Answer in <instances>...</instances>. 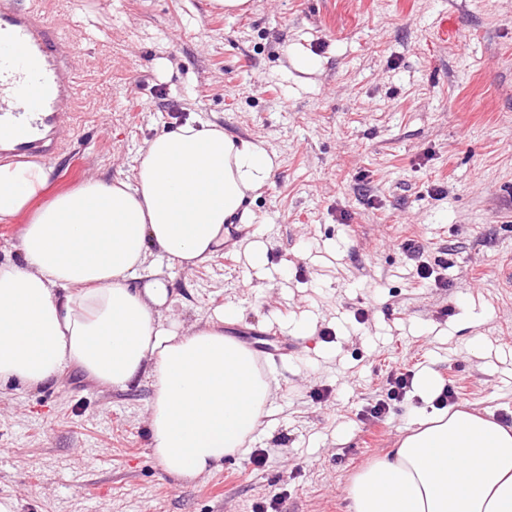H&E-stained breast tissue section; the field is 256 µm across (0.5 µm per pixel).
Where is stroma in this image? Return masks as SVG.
<instances>
[{
  "label": "stroma",
  "instance_id": "stroma-1",
  "mask_svg": "<svg viewBox=\"0 0 512 512\" xmlns=\"http://www.w3.org/2000/svg\"><path fill=\"white\" fill-rule=\"evenodd\" d=\"M45 2L85 36L47 196L131 176L147 140L193 120L264 141L277 165L245 223L206 263L163 271L181 320L232 306L236 325L297 349L263 361L278 410L248 446L265 465L228 456L183 484L151 453L148 384L105 392L75 370L0 383V507L351 512L354 474L419 425L412 390L367 412L399 371L435 372L458 405L512 426V0H250L238 16L209 0ZM408 238L426 262L450 253L445 287L418 277Z\"/></svg>",
  "mask_w": 512,
  "mask_h": 512
}]
</instances>
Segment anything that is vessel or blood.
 <instances>
[{
  "label": "vessel or blood",
  "mask_w": 512,
  "mask_h": 512,
  "mask_svg": "<svg viewBox=\"0 0 512 512\" xmlns=\"http://www.w3.org/2000/svg\"><path fill=\"white\" fill-rule=\"evenodd\" d=\"M80 45L49 21L39 0H0V154L59 153Z\"/></svg>",
  "instance_id": "vessel-or-blood-1"
}]
</instances>
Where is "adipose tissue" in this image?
Segmentation results:
<instances>
[{
    "mask_svg": "<svg viewBox=\"0 0 512 512\" xmlns=\"http://www.w3.org/2000/svg\"><path fill=\"white\" fill-rule=\"evenodd\" d=\"M273 167L263 141L209 122L148 140L131 177H92L41 205L49 168L0 165V222L29 216L18 260L0 262V381L39 388L72 368L106 391L149 382L151 449L180 482L244 454L274 410L275 376L225 336L235 309L189 326L167 315L152 257L212 259ZM349 497L352 512H512V428L433 411L352 478Z\"/></svg>",
    "mask_w": 512,
    "mask_h": 512,
    "instance_id": "ef3b65f1",
    "label": "adipose tissue"
}]
</instances>
